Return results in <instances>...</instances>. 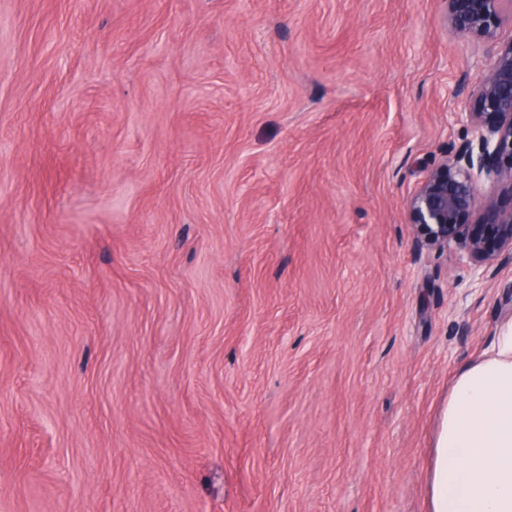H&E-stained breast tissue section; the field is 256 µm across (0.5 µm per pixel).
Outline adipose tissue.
<instances>
[{"label":"adipose tissue","mask_w":512,"mask_h":512,"mask_svg":"<svg viewBox=\"0 0 512 512\" xmlns=\"http://www.w3.org/2000/svg\"><path fill=\"white\" fill-rule=\"evenodd\" d=\"M426 512H512V324L455 375L425 471Z\"/></svg>","instance_id":"ef3b65f1"}]
</instances>
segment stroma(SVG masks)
<instances>
[{"label": "stroma", "mask_w": 512, "mask_h": 512, "mask_svg": "<svg viewBox=\"0 0 512 512\" xmlns=\"http://www.w3.org/2000/svg\"><path fill=\"white\" fill-rule=\"evenodd\" d=\"M444 0H0V512H425L512 264L406 201L485 74Z\"/></svg>", "instance_id": "35a3bbf8"}]
</instances>
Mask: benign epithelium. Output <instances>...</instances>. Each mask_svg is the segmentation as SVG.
<instances>
[{
    "label": "benign epithelium",
    "instance_id": "benign-epithelium-1",
    "mask_svg": "<svg viewBox=\"0 0 512 512\" xmlns=\"http://www.w3.org/2000/svg\"><path fill=\"white\" fill-rule=\"evenodd\" d=\"M449 29L485 46L490 59L481 84L469 102L455 111L472 139L438 162L406 201L417 245L431 253L455 247L481 277L512 262V209L495 210L482 193L490 181L512 194V39L498 30L512 25V0H445ZM492 213V224H467L469 216Z\"/></svg>",
    "mask_w": 512,
    "mask_h": 512
}]
</instances>
